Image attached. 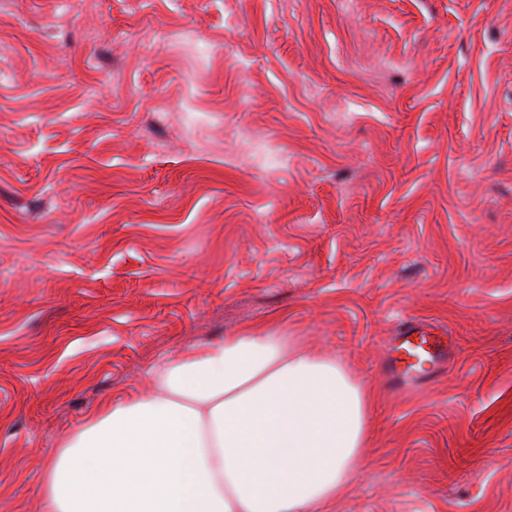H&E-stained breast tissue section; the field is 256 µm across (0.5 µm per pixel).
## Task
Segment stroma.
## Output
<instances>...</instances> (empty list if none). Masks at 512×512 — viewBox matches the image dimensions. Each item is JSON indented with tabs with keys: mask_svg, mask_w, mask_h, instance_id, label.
Listing matches in <instances>:
<instances>
[{
	"mask_svg": "<svg viewBox=\"0 0 512 512\" xmlns=\"http://www.w3.org/2000/svg\"><path fill=\"white\" fill-rule=\"evenodd\" d=\"M97 2L0 0V512L273 320L370 387L331 512H512V0ZM407 316L453 346L394 391Z\"/></svg>",
	"mask_w": 512,
	"mask_h": 512,
	"instance_id": "35a3bbf8",
	"label": "stroma"
}]
</instances>
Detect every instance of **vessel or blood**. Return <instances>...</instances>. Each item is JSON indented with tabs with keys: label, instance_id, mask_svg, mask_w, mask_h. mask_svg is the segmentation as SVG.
I'll return each instance as SVG.
<instances>
[{
	"label": "vessel or blood",
	"instance_id": "vessel-or-blood-1",
	"mask_svg": "<svg viewBox=\"0 0 512 512\" xmlns=\"http://www.w3.org/2000/svg\"><path fill=\"white\" fill-rule=\"evenodd\" d=\"M451 339L447 329L431 326L409 317L402 321L395 336L386 343L385 370L390 385L403 389L416 372L436 376L449 353Z\"/></svg>",
	"mask_w": 512,
	"mask_h": 512
}]
</instances>
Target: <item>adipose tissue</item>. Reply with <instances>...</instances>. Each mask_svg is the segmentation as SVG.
Returning <instances> with one entry per match:
<instances>
[{"instance_id":"1","label":"adipose tissue","mask_w":512,"mask_h":512,"mask_svg":"<svg viewBox=\"0 0 512 512\" xmlns=\"http://www.w3.org/2000/svg\"><path fill=\"white\" fill-rule=\"evenodd\" d=\"M370 396L277 326L156 367L50 459L46 512H327L353 482Z\"/></svg>"}]
</instances>
